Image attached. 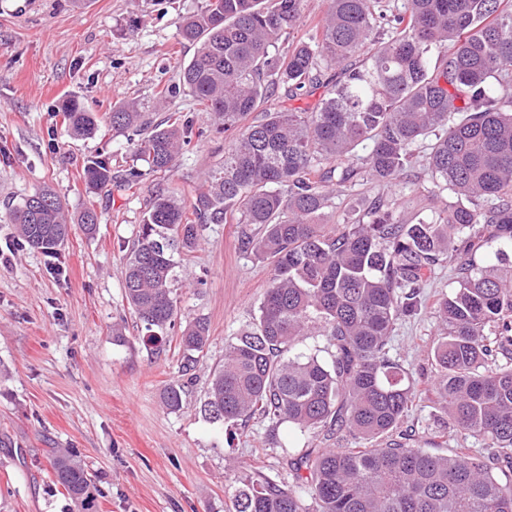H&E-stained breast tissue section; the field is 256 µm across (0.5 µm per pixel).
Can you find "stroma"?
Listing matches in <instances>:
<instances>
[{
    "mask_svg": "<svg viewBox=\"0 0 512 512\" xmlns=\"http://www.w3.org/2000/svg\"><path fill=\"white\" fill-rule=\"evenodd\" d=\"M206 0H0V512H84L53 483L50 449H73L100 494L91 512H228V488L261 472L289 485L290 456L316 446L311 433L270 432L250 420L233 427L200 412L224 346L258 314L271 268L239 246L235 222L207 228L201 246L176 269L178 320L205 319L209 342L190 372L176 334L144 345L141 324L124 298L126 257L150 199L160 191L192 202L224 155V136L180 83L195 49L179 42L182 20ZM75 97L105 115L135 101L144 122L176 113L195 134L171 172H150L135 156L132 131L105 118L89 138L73 137L58 107ZM109 157L112 171L134 168L133 192H90L79 174L87 160ZM70 216L95 204L94 235L73 227L58 255L21 244L11 206L44 187ZM416 164L388 189L409 222L437 219L455 203L436 196ZM380 187L337 194L323 223H346L369 209ZM455 282L437 268L419 315L399 321L390 353L408 367L420 393L404 421L413 447L450 455L482 450L480 438L448 422L430 390L431 349L439 327L430 307ZM124 343H116L113 329ZM186 381L180 411L165 408L170 384Z\"/></svg>",
    "mask_w": 512,
    "mask_h": 512,
    "instance_id": "stroma-1",
    "label": "stroma"
}]
</instances>
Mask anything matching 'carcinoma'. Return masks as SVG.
Returning a JSON list of instances; mask_svg holds the SVG:
<instances>
[{"instance_id": "cac0c4a2", "label": "carcinoma", "mask_w": 512, "mask_h": 512, "mask_svg": "<svg viewBox=\"0 0 512 512\" xmlns=\"http://www.w3.org/2000/svg\"><path fill=\"white\" fill-rule=\"evenodd\" d=\"M304 2L207 0L181 22L180 40L197 46L182 84L224 123L229 145L190 207L173 193L150 200L128 253L125 299L144 344L162 343L178 318V264L229 214L243 252L271 266L259 315L225 345L203 411L230 426L260 419L313 430L325 447L290 462L291 486L261 475L236 482L233 512H512V481L481 453L431 454L393 440L418 386L389 355L398 321L418 312L430 275L453 260L458 286L435 302L434 394L454 427L512 468V269L473 262L480 250L512 247V109L497 92L512 85V10L502 0H331L305 41L294 39ZM435 51L446 53L437 67ZM327 69L336 78L312 109L244 124L275 89L293 100ZM62 112L81 136L101 122L76 98ZM140 118L133 102L109 116L117 130ZM191 140L179 115L140 138L136 153L166 173ZM421 148L434 190L462 199L448 215L407 224L379 199L347 224L321 223L332 196L361 181L399 182ZM141 176L132 169L115 183L99 157L82 169L91 189H130ZM11 221L25 245L47 254L71 229L51 189L24 198ZM76 223L94 234V206ZM316 333L331 360L296 351ZM207 341L203 319L187 323L186 362ZM183 393L184 384L169 385L165 407L180 410ZM53 476L93 507L79 461L55 455Z\"/></svg>"}]
</instances>
